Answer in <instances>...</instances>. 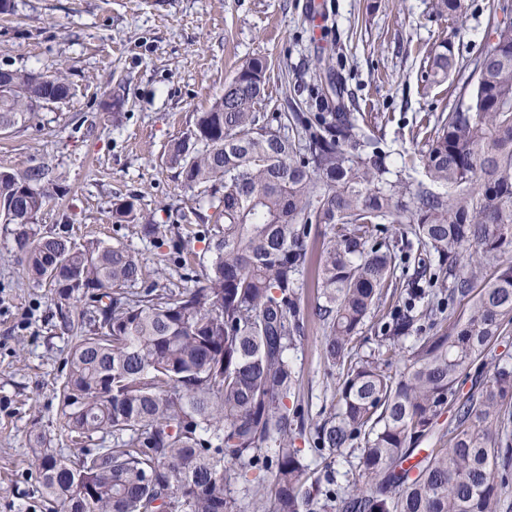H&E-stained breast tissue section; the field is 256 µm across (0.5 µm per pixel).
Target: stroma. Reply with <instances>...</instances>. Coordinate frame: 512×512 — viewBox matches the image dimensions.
<instances>
[{"instance_id": "obj_1", "label": "stroma", "mask_w": 512, "mask_h": 512, "mask_svg": "<svg viewBox=\"0 0 512 512\" xmlns=\"http://www.w3.org/2000/svg\"><path fill=\"white\" fill-rule=\"evenodd\" d=\"M488 2L462 0L456 15L442 17L434 0H14L13 13L0 15V67L62 69L74 93L0 134V168L46 171L51 201L36 235L126 246L141 256L147 282L189 287L206 241L181 215L208 205L185 189L166 150L223 94L239 65L267 59L257 107L267 117L307 98L319 68L331 69L343 92L328 98V108L355 113L390 167L418 179L427 127L468 83L465 62L492 41ZM443 44L455 65L445 82L427 81ZM129 197L181 237L185 256L174 254L169 237L145 239L135 225L113 223L114 203ZM419 253L404 249L398 282L356 335L354 355L378 351L381 325ZM190 254L195 262H187ZM92 312L89 299L64 301L30 281L13 225L0 223V512H47L29 435H44L66 458L78 451L59 419V393ZM322 341L320 323L310 320L288 352L298 376L294 403L305 418L295 445L311 467L342 482L357 448L325 458L312 449L316 425L336 407L340 379Z\"/></svg>"}]
</instances>
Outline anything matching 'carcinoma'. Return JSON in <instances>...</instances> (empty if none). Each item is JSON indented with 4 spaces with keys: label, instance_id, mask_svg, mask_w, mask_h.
Segmentation results:
<instances>
[{
    "label": "carcinoma",
    "instance_id": "cac0c4a2",
    "mask_svg": "<svg viewBox=\"0 0 512 512\" xmlns=\"http://www.w3.org/2000/svg\"><path fill=\"white\" fill-rule=\"evenodd\" d=\"M491 0L494 43L473 88L437 117L424 175L408 180L365 136L350 112L324 111L323 83L307 110L260 122L255 112L267 63L251 58L224 95L172 140L167 160L190 190L216 186L209 207L223 225L207 230L208 256L190 288L149 284L140 257L122 246L40 236L30 226L50 201L41 169H0V222L16 226L28 276L68 300L101 304L76 337L62 382L63 425L77 457L38 436L36 477L50 512H512V367L497 364L471 393L461 376L512 324V24ZM441 45L427 80L448 76ZM62 70L13 69L0 86V132L40 107L65 101ZM112 223L146 238L163 225L131 199ZM329 231L312 316L323 326L324 360L341 369L338 410L316 426L333 455L360 441L355 478L340 496L293 447L304 418L288 408L297 380L288 349L300 335L298 277L310 261L309 225ZM381 224H407L433 256L448 291V316L407 356L425 291L409 284L385 327V351L349 359V346L384 289L397 279L396 240L370 242ZM448 429H438L445 410ZM98 434L109 448H84ZM433 439L435 447L421 449ZM273 456H268V449Z\"/></svg>",
    "mask_w": 512,
    "mask_h": 512
}]
</instances>
